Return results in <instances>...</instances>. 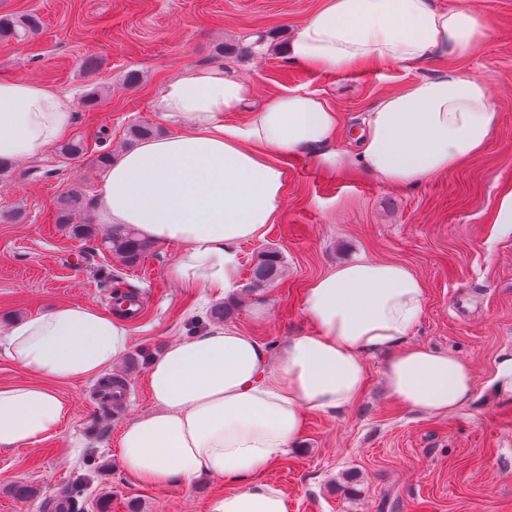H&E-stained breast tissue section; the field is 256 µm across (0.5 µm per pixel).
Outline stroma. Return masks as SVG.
<instances>
[{"label":"stroma","instance_id":"obj_1","mask_svg":"<svg viewBox=\"0 0 512 512\" xmlns=\"http://www.w3.org/2000/svg\"><path fill=\"white\" fill-rule=\"evenodd\" d=\"M319 0H0V15L38 16L25 41L0 40V78L34 80L70 96L71 139L89 145L69 159L60 148L0 174V331L59 304L111 310L114 287L141 301L122 359L129 399L121 413L95 407L93 380L55 384L71 416L55 436L0 451V512H41L43 501L85 480L86 512H207L226 482L204 477L189 488L139 485L121 467L125 425L150 412V356L207 328L216 304L167 275L175 248L154 244L136 266L100 237H76L57 221L67 190L95 198L104 169L97 154L120 152L127 129H165L153 109L164 84L189 66L224 62L253 87V104L292 89L329 100L340 117L337 148L380 98L424 75L456 68L483 80L499 109L498 129L480 155L448 174L397 188L359 169L332 171L307 154L284 159L286 189L263 241L241 247L248 283L263 246L284 256L274 287L242 293L226 322L269 350L311 329L303 312L308 283L364 254L412 267L426 284L416 344L450 351L475 371L472 404L445 416L413 413L386 393L382 360L368 358V381L347 411L309 414L297 448L264 474L287 497L288 512H512V393L499 391L500 357L512 354V232L494 222L499 193L512 184V0H472L490 32L471 56L431 53L419 64L321 73L286 62L280 46ZM263 39L266 50L235 52ZM96 67L82 69L85 59ZM138 73L136 86L125 82ZM22 220H12V211ZM36 495L14 497L17 483Z\"/></svg>","mask_w":512,"mask_h":512}]
</instances>
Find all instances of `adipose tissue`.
<instances>
[{"instance_id": "obj_1", "label": "adipose tissue", "mask_w": 512, "mask_h": 512, "mask_svg": "<svg viewBox=\"0 0 512 512\" xmlns=\"http://www.w3.org/2000/svg\"><path fill=\"white\" fill-rule=\"evenodd\" d=\"M488 34L468 0L445 9L431 0H321L282 55L323 73L370 62L412 66L431 52L470 56ZM252 97L251 85L224 65L185 68L154 101L175 129L108 157L95 200L98 223L176 247L169 277L216 298L239 294L241 245L262 240L277 220L281 159L306 153L329 168L415 187L481 153L498 124L485 85L454 69L380 99L365 113L353 153L336 149L338 111L324 97L289 90L255 109ZM243 111L245 121L228 120ZM74 117L68 95L0 79V165L41 156ZM425 303L415 270L362 255L308 284L303 311L312 328L277 353L230 326L171 343L148 361L156 411L122 431L124 471L147 487L230 481L208 512H288L283 492L261 474L297 446L308 414L358 402L369 356L385 354L387 391L414 412L445 415L471 404L470 363L412 341ZM0 341L31 376L0 387V451L54 435L71 413L54 384L103 377L130 347L123 317L83 304L16 320Z\"/></svg>"}]
</instances>
